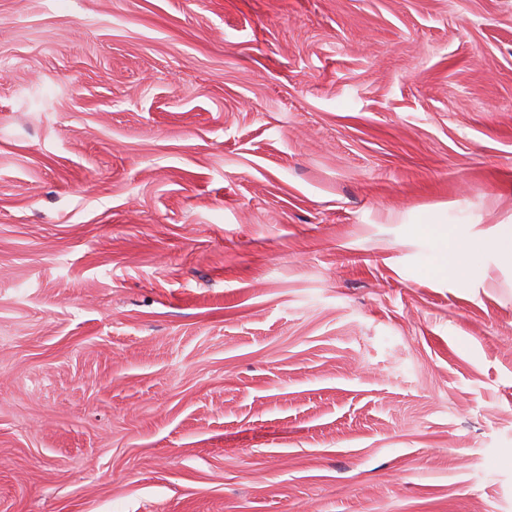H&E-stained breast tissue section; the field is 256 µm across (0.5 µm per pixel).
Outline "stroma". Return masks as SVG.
Wrapping results in <instances>:
<instances>
[{
	"instance_id": "1",
	"label": "stroma",
	"mask_w": 512,
	"mask_h": 512,
	"mask_svg": "<svg viewBox=\"0 0 512 512\" xmlns=\"http://www.w3.org/2000/svg\"><path fill=\"white\" fill-rule=\"evenodd\" d=\"M512 0H0V512H512ZM489 247L498 249L512 261V225L499 224L494 232L490 234L477 233L461 244L455 246L451 265L455 273L462 270L468 263L472 253L484 250Z\"/></svg>"
}]
</instances>
